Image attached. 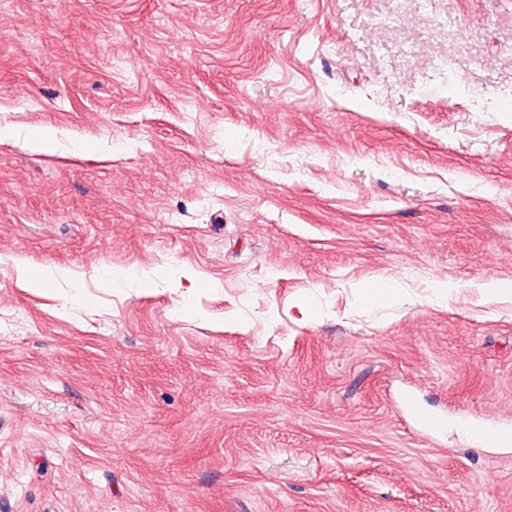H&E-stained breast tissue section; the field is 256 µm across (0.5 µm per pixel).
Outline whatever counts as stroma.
<instances>
[{
    "instance_id": "1",
    "label": "stroma",
    "mask_w": 512,
    "mask_h": 512,
    "mask_svg": "<svg viewBox=\"0 0 512 512\" xmlns=\"http://www.w3.org/2000/svg\"><path fill=\"white\" fill-rule=\"evenodd\" d=\"M492 280L512 0H0V512H512ZM400 404L420 435L443 437L448 434V418L424 408L418 402L414 391L404 392L400 398ZM460 427L474 442L487 447L508 448L512 446V431L509 428L499 429L485 425L469 418Z\"/></svg>"
}]
</instances>
